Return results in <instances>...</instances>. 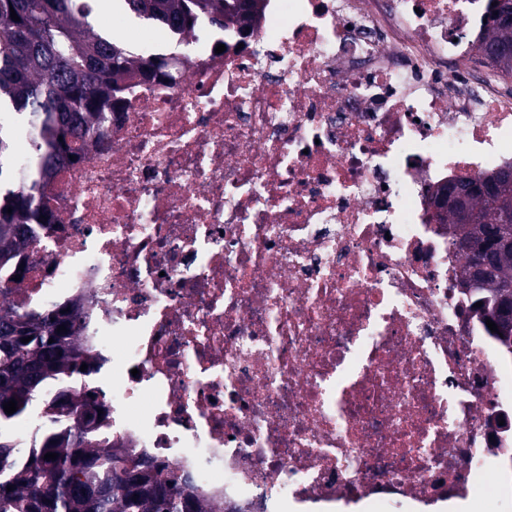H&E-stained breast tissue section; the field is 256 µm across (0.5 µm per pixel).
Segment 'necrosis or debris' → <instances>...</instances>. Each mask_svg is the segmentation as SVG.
<instances>
[{"label": "necrosis or debris", "instance_id": "obj_1", "mask_svg": "<svg viewBox=\"0 0 512 512\" xmlns=\"http://www.w3.org/2000/svg\"><path fill=\"white\" fill-rule=\"evenodd\" d=\"M495 5L265 0L124 81L0 295L79 302L113 443L240 512L495 479L512 373L436 207L512 164V76L477 52Z\"/></svg>", "mask_w": 512, "mask_h": 512}]
</instances>
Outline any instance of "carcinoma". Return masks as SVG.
<instances>
[{"label": "carcinoma", "instance_id": "cac0c4a2", "mask_svg": "<svg viewBox=\"0 0 512 512\" xmlns=\"http://www.w3.org/2000/svg\"><path fill=\"white\" fill-rule=\"evenodd\" d=\"M91 0H0V112L17 115L0 121V293L18 276L19 246L35 238V224L51 223L38 201L39 178L58 160L74 154L71 142L82 131L104 122L112 95L133 74L167 76L175 56L136 54L108 33L95 30ZM130 13L158 22L175 36L195 34L205 21L217 29L244 30L259 14L261 0H157L162 9H148L149 0H124ZM15 11L19 20L10 17ZM496 46V63L512 70V0H501L479 51ZM26 139L31 167L21 176L14 165L15 146ZM500 195L476 191L470 200L474 223L462 226L474 243L466 269L478 255L495 246L498 227L512 232V209ZM12 212H6V209ZM488 297L482 309L498 326L512 354V326L497 308L502 287L512 288V256L483 270ZM41 327L38 341L21 342L12 335L15 321ZM78 303L67 308L38 306L23 311L0 308V512H210L192 487L178 478H158L163 466L152 458L139 461L109 440L107 414L94 389H72L70 380L92 371V356L76 338ZM66 330L57 332V327ZM54 343H48V340ZM17 400L18 410L3 404ZM40 408L39 423L28 445L17 439V426ZM48 452L58 454L47 461ZM13 490H7V486Z\"/></svg>", "mask_w": 512, "mask_h": 512}]
</instances>
